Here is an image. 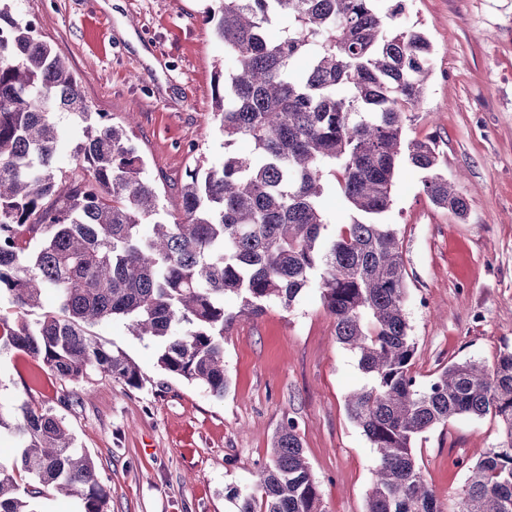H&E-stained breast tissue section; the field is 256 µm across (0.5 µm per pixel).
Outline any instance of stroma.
Listing matches in <instances>:
<instances>
[{
  "instance_id": "stroma-1",
  "label": "stroma",
  "mask_w": 512,
  "mask_h": 512,
  "mask_svg": "<svg viewBox=\"0 0 512 512\" xmlns=\"http://www.w3.org/2000/svg\"><path fill=\"white\" fill-rule=\"evenodd\" d=\"M12 0L81 82L93 111L133 117L132 139L169 211L196 157L224 161L211 118L212 78L224 46L201 14L206 0ZM398 25L421 27L433 76L407 137H433L441 172L468 200L465 217L436 207L422 173L403 166L386 223L406 268V314L416 342L412 372L426 385L449 363L493 364L512 347V0H406ZM108 347L140 367L141 388L94 373L63 382L15 352H0V404L27 402L61 416L95 463L111 512H236L232 492H252L274 433L298 424L324 512H365L375 452L346 412L363 376L339 344L317 286L291 309L273 303L224 335L223 398L164 373L154 342L123 321L96 327ZM72 394L63 405V394ZM499 436L494 419L461 417L415 444L440 502L459 496L465 473Z\"/></svg>"
}]
</instances>
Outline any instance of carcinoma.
<instances>
[{"label":"carcinoma","instance_id":"cac0c4a2","mask_svg":"<svg viewBox=\"0 0 512 512\" xmlns=\"http://www.w3.org/2000/svg\"><path fill=\"white\" fill-rule=\"evenodd\" d=\"M404 11V0H214L203 24L231 61L212 85L224 163L188 168L172 214L126 127L91 110L65 59L0 0V295L17 314L12 327L0 316V350L65 381L95 372L140 388L139 366L91 331L119 319L157 344L163 371L222 398L224 333L269 303L291 309L316 277L336 339L367 378L346 399L376 452L365 512H445L414 442L461 416L503 423L479 460L456 461L461 512H512V349L490 367L454 362L418 385L400 240L378 222L403 161L425 173L434 205L468 208L438 172L433 140L403 137L432 74L425 33L393 25ZM60 112L82 123L69 172L56 165ZM240 139L250 153L229 151ZM330 188L359 215L335 234L323 210ZM49 293L56 310L28 322ZM228 294L235 311L224 308ZM2 429L17 457L0 464V512H37L47 487L79 497L82 512H110L93 460L61 418L23 403L12 424L0 412ZM257 486L233 493L238 512H323L294 421L276 432Z\"/></svg>","mask_w":512,"mask_h":512}]
</instances>
